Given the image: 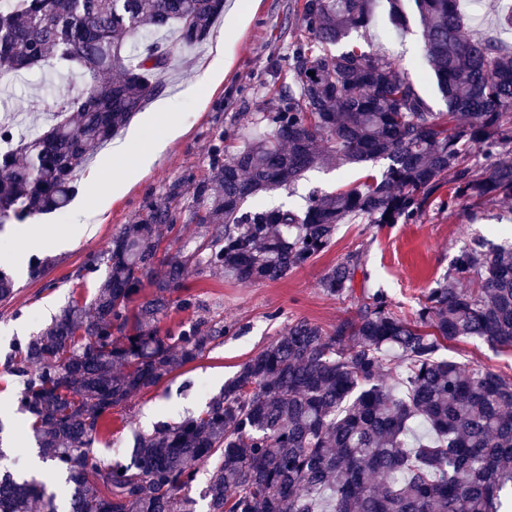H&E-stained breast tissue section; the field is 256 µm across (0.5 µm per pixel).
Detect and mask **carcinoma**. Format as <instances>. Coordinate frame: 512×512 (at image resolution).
I'll list each match as a JSON object with an SVG mask.
<instances>
[{
    "mask_svg": "<svg viewBox=\"0 0 512 512\" xmlns=\"http://www.w3.org/2000/svg\"><path fill=\"white\" fill-rule=\"evenodd\" d=\"M415 2L447 111H433L386 55L336 49L366 29L374 0H301L302 35L273 87L281 105L249 113L202 178L174 182L105 252L88 255L90 301H72L14 343L4 370L19 384L16 412L68 484V512H195L196 489L207 512H503L512 375L439 356L463 338L512 349V241L483 235L457 250L411 318L382 290L356 295L363 254L347 256L318 287L355 300V317L329 330L288 324L205 409L139 436L128 460L93 451L112 433L113 410L233 330L197 318L161 333L172 305L199 308L180 295L189 266L275 282L326 252L341 224H415L432 207L512 201V50L472 37L460 0ZM223 11L224 0H0V75L65 67L84 84L59 94L53 123L31 134H15L3 108L0 140L13 148L0 152V224L65 212L76 172L163 90L174 57L163 33L193 50ZM479 157L490 161L482 172ZM380 161L379 173L301 205L244 209L312 168ZM187 186L202 240L161 260L160 228L172 226ZM146 276L152 297L132 314ZM0 512L59 505L42 483L0 470Z\"/></svg>",
    "mask_w": 512,
    "mask_h": 512,
    "instance_id": "carcinoma-1",
    "label": "carcinoma"
}]
</instances>
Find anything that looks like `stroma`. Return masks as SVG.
I'll return each mask as SVG.
<instances>
[{"mask_svg":"<svg viewBox=\"0 0 512 512\" xmlns=\"http://www.w3.org/2000/svg\"><path fill=\"white\" fill-rule=\"evenodd\" d=\"M465 10L475 36L496 38L512 47V33L497 25L501 0H480L479 4L466 5ZM237 11L244 19L238 26H230V16ZM402 12L405 30H395L386 13L380 11L367 31L352 34L351 39L364 50H377L392 58L433 110L445 111V101L424 59L422 26L414 0H402ZM299 29L297 0H226L224 14L211 31L212 36L227 37L223 80L200 92H189V85L211 65L213 55L207 50L186 56L167 76L159 95L164 103L163 118L153 120L148 111H141L128 128L99 150L87 171L78 175L77 195L66 213L39 217L43 228L40 240L29 238L25 222L10 221L0 227V267L14 277L17 288L13 300L0 303V362L15 340L39 333L71 299L91 297L93 282L82 270L87 254L108 249L113 236L130 223L146 199L164 197L178 179L204 175L211 150L220 144L225 131L244 122L248 113L277 107L278 100L270 90L274 65L287 54ZM51 94L38 72L0 76V102L7 103L20 119L49 124ZM169 123L178 125L181 132L166 140L162 134ZM159 139L164 145L155 161L146 169L135 170L137 158ZM107 161L112 164L111 181L91 186V173ZM361 175V169L352 166L313 169L294 186L264 194L261 202L271 208L300 201L312 192L328 194ZM81 224L92 225V232L67 248L56 247L57 238ZM493 231L512 233V201L488 206L478 217L459 205L430 210L416 224L343 225L329 251L276 282L241 285L225 280L220 271L190 269L186 283L199 307L192 313L171 308L160 329L179 330L196 315L236 324L237 330L219 338L200 359L156 389L135 395L126 410L113 412V436L96 443L97 455L110 460L115 449L130 451L136 433L146 429V411H153L160 422L176 421L204 409L225 380L288 323L304 318L328 328L354 317L353 301L327 296L318 286L324 272L349 254L359 251L366 259L370 277L365 289L384 290L393 304L409 315L466 236ZM36 257L49 263L40 277L31 273ZM441 354L461 363L512 370V351H494L472 340L452 342ZM16 391L12 377L0 372V447L7 453L4 464L32 473L47 491L56 494L58 503H65L68 490L64 481L37 465V451L28 442L23 419L15 411Z\"/></svg>","mask_w":512,"mask_h":512,"instance_id":"35a3bbf8","label":"stroma"}]
</instances>
